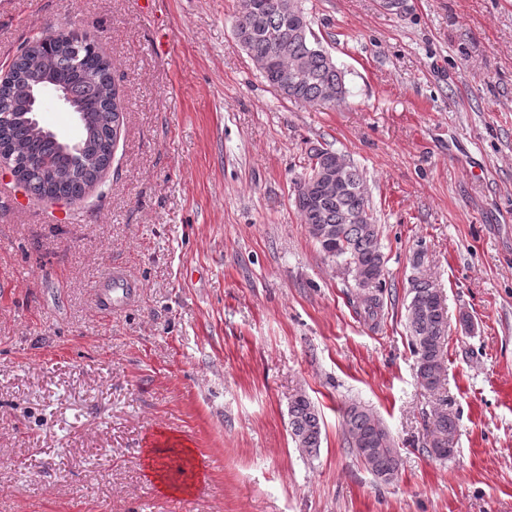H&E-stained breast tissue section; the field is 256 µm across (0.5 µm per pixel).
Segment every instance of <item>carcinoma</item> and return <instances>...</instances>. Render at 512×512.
<instances>
[{
    "instance_id": "1",
    "label": "carcinoma",
    "mask_w": 512,
    "mask_h": 512,
    "mask_svg": "<svg viewBox=\"0 0 512 512\" xmlns=\"http://www.w3.org/2000/svg\"><path fill=\"white\" fill-rule=\"evenodd\" d=\"M305 19L302 0H238L234 27L252 60L272 62L263 79L278 95L294 102L323 103L328 90L334 89L341 100L346 93L342 72L310 26H301ZM293 68L301 71L299 80L281 85V74ZM48 82L63 85L84 114L75 153L29 117L31 90ZM124 111L112 65L95 41L76 32L46 31L27 41L11 78L0 82V160L22 174L34 195L79 199L109 167ZM334 168L336 151L310 149L305 173L294 181V202L319 246H324L320 237L330 239V257L352 276L361 290L357 299L364 317L376 325L384 307L379 228L362 192L363 174L353 162L342 171L338 192L320 193L315 175ZM412 268L407 305L409 346L420 386L434 392L443 381L448 317L439 290L425 269V252L414 254ZM289 425L296 447L317 453L321 420L308 396L301 393L291 401ZM455 429V418L448 411L437 413L431 429L433 447H441V441L454 436ZM344 430L357 456L375 476L397 478L399 453L370 408L350 405L344 414Z\"/></svg>"
}]
</instances>
